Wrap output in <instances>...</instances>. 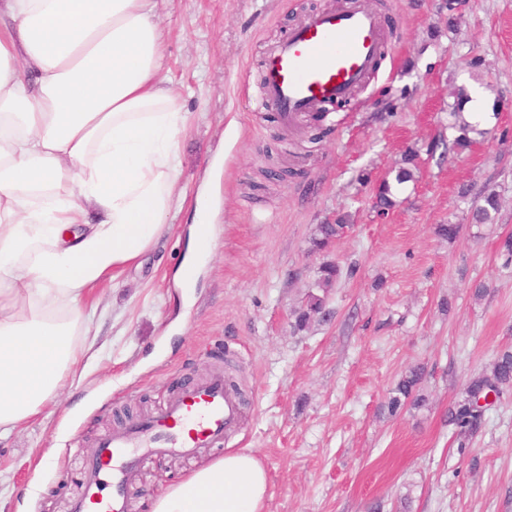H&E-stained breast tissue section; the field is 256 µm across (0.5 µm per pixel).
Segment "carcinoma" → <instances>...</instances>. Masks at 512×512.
Returning <instances> with one entry per match:
<instances>
[{"mask_svg": "<svg viewBox=\"0 0 512 512\" xmlns=\"http://www.w3.org/2000/svg\"><path fill=\"white\" fill-rule=\"evenodd\" d=\"M500 210L498 196L490 192L483 195V204L475 207L472 213V221L475 224H490L494 221L495 214ZM347 225L323 224L320 226L321 239L316 241V247L324 248L333 239L339 238ZM340 276L339 265L326 262L321 267L320 283L324 288L331 287ZM325 300L319 296H310L307 308L302 309L296 316V327L300 330L315 318L325 319ZM424 377V369L414 367L402 375L396 383L392 396L388 402L391 414L395 415L406 404L420 406L425 398L420 394V384ZM512 388V350H504L495 358L490 372L475 377L469 381L465 388L464 396L448 410V424L455 428L458 437H464L479 427L485 407L479 405L480 399L492 395L499 399L507 390Z\"/></svg>", "mask_w": 512, "mask_h": 512, "instance_id": "carcinoma-1", "label": "carcinoma"}]
</instances>
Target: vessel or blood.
Returning a JSON list of instances; mask_svg holds the SVG:
<instances>
[{
	"label": "vessel or blood",
	"instance_id": "obj_1",
	"mask_svg": "<svg viewBox=\"0 0 512 512\" xmlns=\"http://www.w3.org/2000/svg\"><path fill=\"white\" fill-rule=\"evenodd\" d=\"M379 15L365 0L307 14L288 35L268 46L263 61L261 106L277 113L283 128L297 127L314 112L350 100L387 48ZM240 415L223 374L188 384L155 415L101 438L85 466L81 492L69 512H130L123 475L147 457H192L223 443Z\"/></svg>",
	"mask_w": 512,
	"mask_h": 512
}]
</instances>
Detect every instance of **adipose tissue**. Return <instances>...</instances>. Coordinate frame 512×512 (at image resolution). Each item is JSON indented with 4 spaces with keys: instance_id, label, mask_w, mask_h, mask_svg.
Returning <instances> with one entry per match:
<instances>
[{
    "instance_id": "obj_1",
    "label": "adipose tissue",
    "mask_w": 512,
    "mask_h": 512,
    "mask_svg": "<svg viewBox=\"0 0 512 512\" xmlns=\"http://www.w3.org/2000/svg\"><path fill=\"white\" fill-rule=\"evenodd\" d=\"M157 0H0V435L78 385L91 292L183 208L190 117L169 87ZM247 449L200 463L149 512H265Z\"/></svg>"
}]
</instances>
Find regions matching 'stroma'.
Masks as SVG:
<instances>
[{
	"label": "stroma",
	"mask_w": 512,
	"mask_h": 512,
	"mask_svg": "<svg viewBox=\"0 0 512 512\" xmlns=\"http://www.w3.org/2000/svg\"><path fill=\"white\" fill-rule=\"evenodd\" d=\"M338 2L160 0L167 78L192 117L182 183L192 194L209 176L216 239L180 287L184 207L95 291L101 351L82 361L85 381L0 438V512H67L100 438L216 371L234 376L240 417L204 456L252 450L266 512H512V392L465 441L448 424L467 380L512 350V263L498 253L512 234V0H369L389 56L349 102L282 129L258 104L263 53ZM477 99L472 143L454 148L451 114ZM405 166L412 179L395 184ZM487 190L496 221L472 224ZM340 218L347 233L317 249L319 225ZM448 223L461 227L452 242L435 233ZM329 261L330 316L296 330ZM416 365L426 405L389 416ZM196 465L148 458L127 479L132 512Z\"/></svg>",
	"instance_id": "stroma-1"
}]
</instances>
